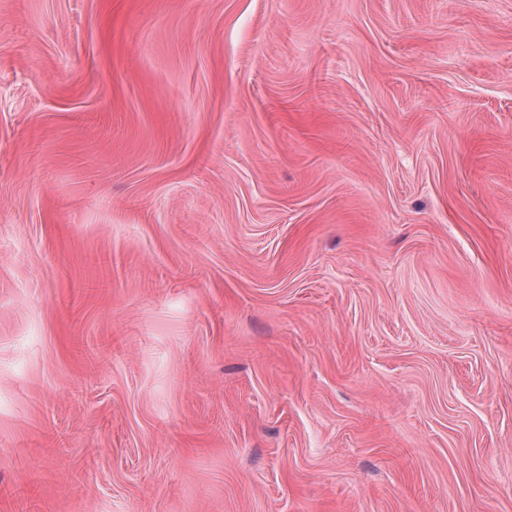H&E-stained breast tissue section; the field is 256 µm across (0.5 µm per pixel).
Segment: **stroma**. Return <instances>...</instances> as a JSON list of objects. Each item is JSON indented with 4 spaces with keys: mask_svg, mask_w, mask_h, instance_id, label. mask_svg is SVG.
<instances>
[{
    "mask_svg": "<svg viewBox=\"0 0 512 512\" xmlns=\"http://www.w3.org/2000/svg\"><path fill=\"white\" fill-rule=\"evenodd\" d=\"M0 512H512V0H0Z\"/></svg>",
    "mask_w": 512,
    "mask_h": 512,
    "instance_id": "obj_1",
    "label": "stroma"
}]
</instances>
